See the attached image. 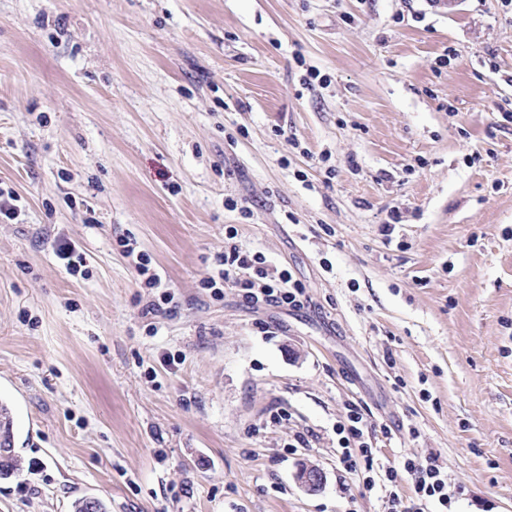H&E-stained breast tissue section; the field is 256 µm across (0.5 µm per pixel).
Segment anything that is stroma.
I'll return each mask as SVG.
<instances>
[{"label":"stroma","instance_id":"stroma-1","mask_svg":"<svg viewBox=\"0 0 512 512\" xmlns=\"http://www.w3.org/2000/svg\"><path fill=\"white\" fill-rule=\"evenodd\" d=\"M0 186V512H384L337 462L350 402L402 497L434 457L453 512H512L503 0H0ZM229 226L304 308L202 287ZM0 478H9L19 470L12 447V421L6 407L0 408ZM297 481L299 485L309 493L320 491L326 482V474L318 466L306 465L302 466L297 473Z\"/></svg>","mask_w":512,"mask_h":512}]
</instances>
